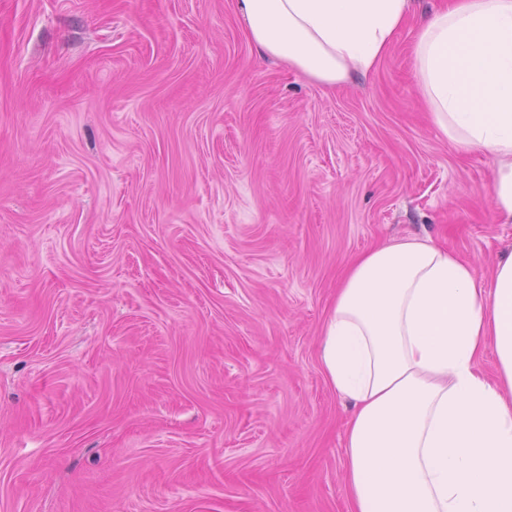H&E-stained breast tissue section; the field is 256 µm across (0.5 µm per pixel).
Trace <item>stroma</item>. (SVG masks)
I'll return each mask as SVG.
<instances>
[{
	"label": "stroma",
	"mask_w": 512,
	"mask_h": 512,
	"mask_svg": "<svg viewBox=\"0 0 512 512\" xmlns=\"http://www.w3.org/2000/svg\"><path fill=\"white\" fill-rule=\"evenodd\" d=\"M416 34L330 88L235 0H0V512H347L319 362L344 267L512 247Z\"/></svg>",
	"instance_id": "obj_1"
}]
</instances>
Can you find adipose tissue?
<instances>
[{
	"mask_svg": "<svg viewBox=\"0 0 512 512\" xmlns=\"http://www.w3.org/2000/svg\"><path fill=\"white\" fill-rule=\"evenodd\" d=\"M235 6L258 50L329 87L372 72L412 14V0ZM411 54L443 137L492 159L494 220L512 224V0H443ZM319 361L352 406L348 512H512V251L487 277L418 235L355 255Z\"/></svg>",
	"mask_w": 512,
	"mask_h": 512,
	"instance_id": "ef3b65f1",
	"label": "adipose tissue"
}]
</instances>
